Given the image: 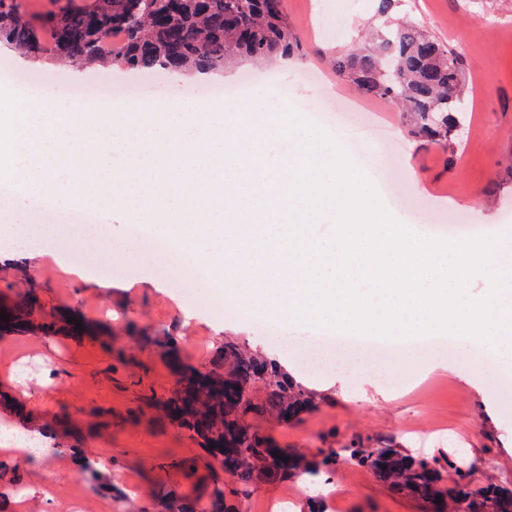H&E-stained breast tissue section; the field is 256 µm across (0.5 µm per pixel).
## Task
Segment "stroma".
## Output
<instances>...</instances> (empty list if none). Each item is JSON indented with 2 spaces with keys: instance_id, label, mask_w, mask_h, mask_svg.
<instances>
[{
  "instance_id": "stroma-1",
  "label": "stroma",
  "mask_w": 512,
  "mask_h": 512,
  "mask_svg": "<svg viewBox=\"0 0 512 512\" xmlns=\"http://www.w3.org/2000/svg\"><path fill=\"white\" fill-rule=\"evenodd\" d=\"M289 23L304 50L288 60L263 64L248 59L225 69L224 85L249 80L250 94L224 99V107L251 104L258 112L292 108L301 118L335 137L344 149L359 143L358 127L382 122L393 131L399 157L390 189L378 195L410 230L455 220L488 234L512 235V0H398L396 15L423 21L443 42H463L466 115L454 151L414 137L402 112L390 103L363 97L331 68L328 57L359 42L375 21L373 0H285ZM10 59L0 87L37 97L67 93V107H92L97 84L133 80L120 67L82 71L34 62L1 46ZM289 93H281V80ZM19 223H0V304L20 296L33 300L31 325L0 332V422L21 403L30 431L50 432L54 449L39 462L0 453V504L68 512H161L168 493L204 499L208 486L223 479L192 432L164 417L160 404L171 397L175 374L168 357L150 339L167 334L184 365L211 370L217 348L231 338L283 359L288 372L316 392L311 411L290 422L260 421L274 445L317 451L340 448L360 438L374 446L438 458L449 468L472 473L478 485L512 489V350L495 354V368L469 373V340L459 336L435 348L414 372L381 363L373 350L336 347L332 356L350 362L355 374L303 370V353L323 355L318 326L300 318L279 320L277 339L264 332L268 316L247 305L215 310L206 284L194 300L168 287L169 265L156 254L134 249L133 220L120 208L103 214L87 235L59 247L47 227L27 224L29 203L16 198ZM31 232L39 246H5ZM112 269L113 288L99 287L96 272ZM74 314L88 326L71 333L64 318ZM93 454L112 480L95 489L79 473L81 455ZM337 500L308 488L295 501H315L324 512L344 503L348 512H429L422 500L394 492L373 474L354 471L339 458L330 472ZM32 492L21 502L15 485ZM291 478L248 492L227 491L235 512H266L268 502L298 486Z\"/></svg>"
}]
</instances>
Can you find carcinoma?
<instances>
[{
    "label": "carcinoma",
    "instance_id": "obj_1",
    "mask_svg": "<svg viewBox=\"0 0 512 512\" xmlns=\"http://www.w3.org/2000/svg\"><path fill=\"white\" fill-rule=\"evenodd\" d=\"M50 41L37 37L33 19L19 0H0V43L31 57L46 50L64 65L96 69L116 65L127 70H166L185 74L217 72L240 60L267 61L303 50L288 23L284 0H93L82 10L61 8L41 18ZM332 69L371 99L397 105L407 113L416 137L454 152L456 131L465 112L464 48L428 34L415 21L394 22L379 35V44L337 50ZM31 311L21 300L5 314L21 326ZM180 369L178 388L165 403L173 419L192 429L205 444L240 448L246 464L231 482L248 491L259 482L307 475L316 477L336 462L337 450L319 454L289 452L281 464L271 454L272 442L252 417L281 421L315 404V397L278 362L252 354L227 340L217 352L216 366L205 378ZM249 394L242 401L224 397V387ZM352 464L389 480L398 490L425 500L451 498L454 512H502L512 493L477 486L468 473L447 485V470L436 459L415 458L395 448H375L356 439L344 448ZM165 512H230L224 485L216 482L207 508L193 499L173 496Z\"/></svg>",
    "mask_w": 512,
    "mask_h": 512
}]
</instances>
